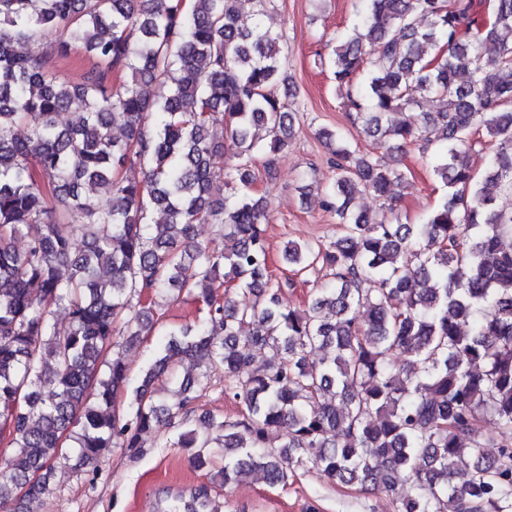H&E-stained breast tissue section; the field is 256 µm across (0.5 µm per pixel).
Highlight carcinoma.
Listing matches in <instances>:
<instances>
[{"mask_svg": "<svg viewBox=\"0 0 512 512\" xmlns=\"http://www.w3.org/2000/svg\"><path fill=\"white\" fill-rule=\"evenodd\" d=\"M236 3L0 0V433L14 449L0 512H31L60 457L94 467L113 448L160 447L146 435L161 417L179 421L176 445L197 463L224 449L225 483L254 468L284 487L312 463L339 486L386 493L395 512H512V0H362L351 32L336 33L348 116L379 147L434 134L448 195L419 224L370 221L356 195L387 198L410 170L320 130L334 170L323 205L340 232L282 251L297 275L329 269L302 310L269 270L256 189L257 157L272 169L294 127L278 95L281 37L244 27ZM76 48L93 67L58 81L49 60ZM428 98L436 111H418ZM216 124L236 146L231 164L209 137ZM479 130L491 145L480 177L467 161ZM155 209L165 223L150 222ZM197 224L219 227L224 247L199 245ZM163 292L194 295L208 321L168 332L124 403L123 348L158 324ZM265 348L279 358L252 367ZM325 348L329 362H308ZM397 353L410 357L398 369ZM185 359L198 377L156 401L155 382ZM219 368L238 419L193 424ZM488 422L507 437L487 457ZM169 512L220 510L201 485Z\"/></svg>", "mask_w": 512, "mask_h": 512, "instance_id": "1", "label": "carcinoma"}]
</instances>
